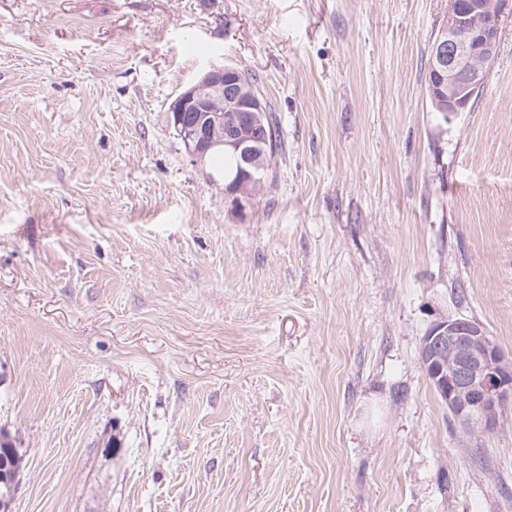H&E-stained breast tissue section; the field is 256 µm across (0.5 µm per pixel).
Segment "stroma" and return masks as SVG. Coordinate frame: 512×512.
Here are the masks:
<instances>
[{
    "instance_id": "stroma-1",
    "label": "stroma",
    "mask_w": 512,
    "mask_h": 512,
    "mask_svg": "<svg viewBox=\"0 0 512 512\" xmlns=\"http://www.w3.org/2000/svg\"><path fill=\"white\" fill-rule=\"evenodd\" d=\"M448 0H0V431L12 512H512L436 321L512 357V19L432 111ZM242 67L279 147L244 207L172 100Z\"/></svg>"
}]
</instances>
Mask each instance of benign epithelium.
Wrapping results in <instances>:
<instances>
[{
	"mask_svg": "<svg viewBox=\"0 0 512 512\" xmlns=\"http://www.w3.org/2000/svg\"><path fill=\"white\" fill-rule=\"evenodd\" d=\"M512 0H448V12L431 43L429 96L448 118L467 111L484 87L485 66L498 52ZM263 101L247 88L240 71L212 68L170 104L168 122L195 163L215 151L237 160L224 178V195L237 205L249 201L268 176L277 149L274 133H262ZM422 368L466 433L497 427L512 402V357L484 329L466 319H443L422 336Z\"/></svg>",
	"mask_w": 512,
	"mask_h": 512,
	"instance_id": "1",
	"label": "benign epithelium"
}]
</instances>
